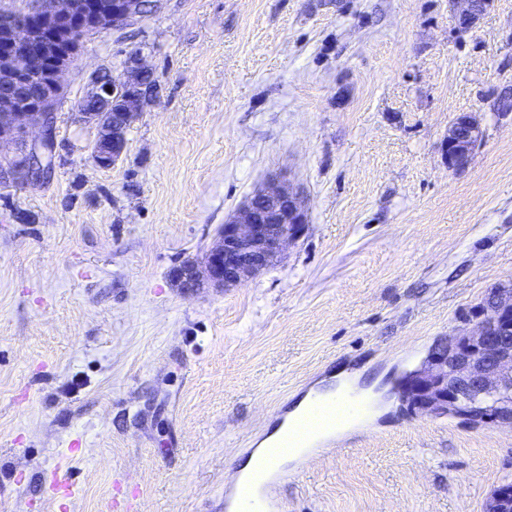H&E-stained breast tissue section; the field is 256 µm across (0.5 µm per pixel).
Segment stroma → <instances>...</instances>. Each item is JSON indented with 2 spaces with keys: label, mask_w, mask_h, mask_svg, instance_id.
Wrapping results in <instances>:
<instances>
[{
  "label": "stroma",
  "mask_w": 512,
  "mask_h": 512,
  "mask_svg": "<svg viewBox=\"0 0 512 512\" xmlns=\"http://www.w3.org/2000/svg\"><path fill=\"white\" fill-rule=\"evenodd\" d=\"M163 0L84 43L53 170L0 185V512H224L318 381L374 386L345 446L289 466L286 512H484L512 429L410 410L399 379L512 282V0ZM144 50L157 88L114 167L77 110ZM462 113L470 165L444 141ZM279 170L306 235L227 290L169 272ZM76 488L47 495L52 474ZM460 4L458 18L461 24L470 25L480 19L485 13L490 0H454ZM481 138L482 131L475 118L469 114L456 117L448 128L446 140L448 166L453 169L467 168Z\"/></svg>",
  "instance_id": "35a3bbf8"
}]
</instances>
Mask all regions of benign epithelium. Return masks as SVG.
Wrapping results in <instances>:
<instances>
[{"label":"benign epithelium","instance_id":"obj_1","mask_svg":"<svg viewBox=\"0 0 512 512\" xmlns=\"http://www.w3.org/2000/svg\"><path fill=\"white\" fill-rule=\"evenodd\" d=\"M460 23L470 25L490 0H455ZM161 0H33L22 11L0 12V177L15 182L38 179L47 156H55L54 115L65 95L64 75L81 45L107 30L133 26L160 8ZM152 69L138 50L129 56L126 76L93 74L80 102L81 121L106 137L95 145L93 162L114 167L127 151V130L142 110ZM28 125L41 127L39 139L12 155L3 147L23 138ZM482 138L476 119L462 114L448 128V167L464 169ZM308 207L304 190L272 176L225 219L219 240L200 259L173 268L174 284L192 294L204 288H232L282 258L286 246L305 235ZM495 396L489 411L473 406L474 396ZM402 398L430 415L479 424L512 426V290L497 292L477 317L476 327L439 342L411 372ZM485 512H512V484L497 487Z\"/></svg>","mask_w":512,"mask_h":512}]
</instances>
